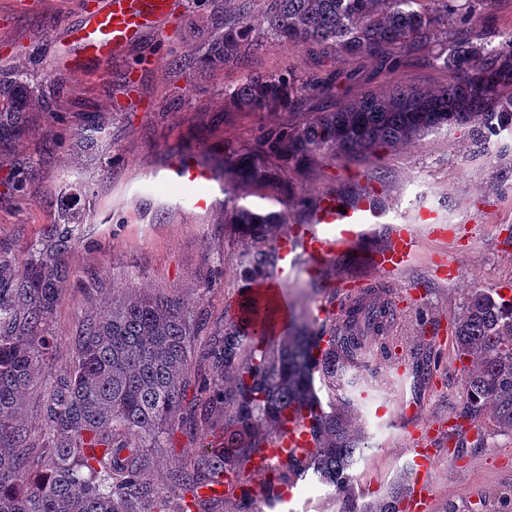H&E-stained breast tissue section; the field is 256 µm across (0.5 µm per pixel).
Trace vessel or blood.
<instances>
[{"instance_id": "1", "label": "vessel or blood", "mask_w": 512, "mask_h": 512, "mask_svg": "<svg viewBox=\"0 0 512 512\" xmlns=\"http://www.w3.org/2000/svg\"><path fill=\"white\" fill-rule=\"evenodd\" d=\"M171 13V0H99L94 8L80 9L78 22L67 26L66 43L54 65L67 71L80 70L90 64L105 66ZM170 178L188 188V195L182 199L184 206L197 212L210 208L212 199L206 188L213 183L214 176L196 155H180L171 168ZM387 222L386 212L375 204L371 194H362L343 208L334 195L320 194L308 221L294 226L288 236L279 240L277 249L283 266L270 288L263 290V297L271 296L276 303H284L288 272L296 268L299 258L308 259L313 267H322L339 253L354 248L366 227ZM416 244L413 225H393L389 244L372 254L379 277L385 278L406 268L414 257ZM433 428V423L426 422L413 433L417 461L412 491L406 502L409 512H424L430 498L425 478L434 468L436 458L424 448L423 440ZM309 446L304 422L292 420L267 448L248 461L247 466L254 470L282 463L289 455L302 454Z\"/></svg>"}]
</instances>
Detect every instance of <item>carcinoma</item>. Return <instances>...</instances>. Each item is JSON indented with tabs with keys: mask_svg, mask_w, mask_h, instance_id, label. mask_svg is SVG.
Listing matches in <instances>:
<instances>
[{
	"mask_svg": "<svg viewBox=\"0 0 512 512\" xmlns=\"http://www.w3.org/2000/svg\"><path fill=\"white\" fill-rule=\"evenodd\" d=\"M250 2L225 6L224 34L211 40L207 67L245 68L268 44L279 43L324 58L369 57L391 74L415 55L453 79L439 87L396 84L386 94L366 92L323 112L302 108L315 94H332L338 72L307 75L284 67L224 85V100L235 112L295 118L225 147L216 171L218 179L231 175L224 185L228 223L251 245L244 277L252 287L225 322L222 339L205 352L210 378L191 380L202 319L161 291L112 297L83 319L69 366L42 378L55 360L51 324L82 211L61 207L21 265L0 246V512H215L216 504L231 502L214 494L224 480L243 499L252 497V486L264 487L274 503L281 500L277 488L309 472L341 494H354L352 470L368 444L355 370L374 342L393 357L394 312L376 290L363 288L331 297L339 316L311 333L249 329L259 315L274 320V303L261 301L256 287L273 275L288 206L315 205L283 184L277 169L305 168L324 154L338 160L370 155L464 122L481 144L512 130V39L507 50L492 46L479 27L478 16L497 0H262L258 29L248 20ZM25 78L19 68L0 73V144L26 135L30 112L55 113L47 96L16 95ZM36 173L35 162L14 172L12 189L24 193ZM244 194L283 209L254 212L236 204ZM454 353L465 373L459 417L487 419L494 431L512 436V298L470 289L456 318ZM41 378L46 432L36 443L23 407ZM323 387L331 393L326 402ZM293 418L307 422L309 451L271 472L245 470L246 459ZM216 428L219 444L208 440ZM177 432L199 439L201 447L170 468L164 495L148 478L147 462L154 450L174 447ZM405 496L397 485L366 512H401Z\"/></svg>",
	"mask_w": 512,
	"mask_h": 512,
	"instance_id": "carcinoma-1",
	"label": "carcinoma"
}]
</instances>
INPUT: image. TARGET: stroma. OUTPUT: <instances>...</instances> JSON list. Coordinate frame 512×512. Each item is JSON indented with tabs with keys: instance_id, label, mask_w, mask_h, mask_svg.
Instances as JSON below:
<instances>
[{
	"instance_id": "35a3bbf8",
	"label": "stroma",
	"mask_w": 512,
	"mask_h": 512,
	"mask_svg": "<svg viewBox=\"0 0 512 512\" xmlns=\"http://www.w3.org/2000/svg\"><path fill=\"white\" fill-rule=\"evenodd\" d=\"M78 0H0V70L25 67L30 90L51 92L59 119L31 113L29 129L15 147H0V244L25 261L26 245L53 223L65 175L79 170L86 191L78 205L84 221L69 256V274L52 322L57 339L55 367L73 356L76 333L85 316L97 312L113 294L128 289L163 291L192 303L206 318L196 342L195 371L208 377L204 355L211 339L222 335L246 282L240 275L245 241L224 224V194L211 207L190 212L165 182L168 168L183 153L206 148L220 157L227 145L249 141L261 127L288 120L285 112H228L225 83L243 70L214 72L201 58L211 36L224 30V0H173L174 18L160 22L111 65L99 71L52 69L61 50V27L73 19ZM161 65H151L157 52ZM292 66L302 73L339 70L336 61H319L302 47L268 45L251 69L264 72ZM361 79L338 83L333 97H316L307 111L334 108L363 92H381L392 82L404 85L448 82L446 73L412 62L396 75L364 58L353 63ZM89 127L95 150L78 139ZM38 161V174L17 195L9 183L15 166ZM281 177L295 192H323L351 199L375 191L377 204L401 220L418 221L430 213L451 229L446 239L425 238L415 263L392 278L391 302L415 296L394 334L405 360L425 351L437 353L433 375L418 381L410 368L394 370L372 359L358 370L366 382L362 412L370 446L355 466L358 506L382 498L393 485L407 484L412 422L446 419L463 405L464 375L454 358L451 320L469 289L512 287V132L485 145L475 144L470 125L429 134L415 145L359 161L317 159L307 174L283 168ZM445 251L457 270L453 282L441 281L431 255ZM363 249L340 265L329 266L320 284L302 274L288 282L293 316L315 322L330 286L370 277ZM484 444H476L477 432ZM463 434L462 446L440 439L438 463L429 484L430 512H512V437L491 424ZM341 495L313 481L299 482L288 502L268 506L253 498L224 512H343Z\"/></svg>"
}]
</instances>
